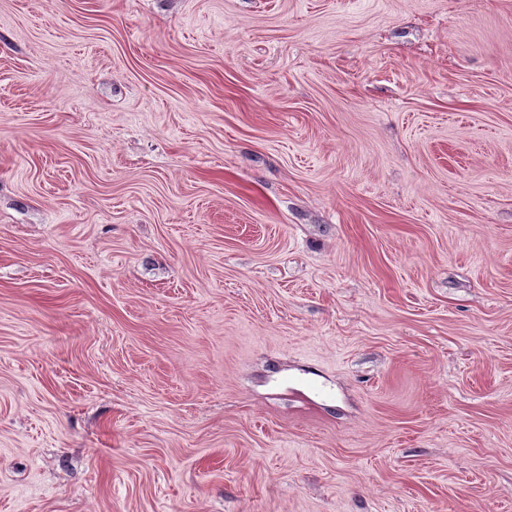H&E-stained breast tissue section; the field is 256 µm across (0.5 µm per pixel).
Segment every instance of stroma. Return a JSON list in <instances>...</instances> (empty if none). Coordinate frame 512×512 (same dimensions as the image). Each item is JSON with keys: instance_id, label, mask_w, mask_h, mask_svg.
<instances>
[{"instance_id": "obj_1", "label": "stroma", "mask_w": 512, "mask_h": 512, "mask_svg": "<svg viewBox=\"0 0 512 512\" xmlns=\"http://www.w3.org/2000/svg\"><path fill=\"white\" fill-rule=\"evenodd\" d=\"M0 512H512V0H0Z\"/></svg>"}]
</instances>
